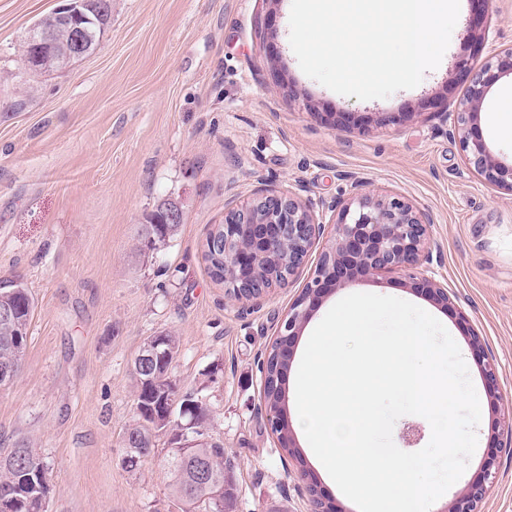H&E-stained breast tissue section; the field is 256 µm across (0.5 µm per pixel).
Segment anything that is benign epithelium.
<instances>
[{"label":"benign epithelium","mask_w":512,"mask_h":512,"mask_svg":"<svg viewBox=\"0 0 512 512\" xmlns=\"http://www.w3.org/2000/svg\"><path fill=\"white\" fill-rule=\"evenodd\" d=\"M479 13L473 17L467 36L475 41L488 36V4L477 0ZM58 34L38 24L24 34L25 41L41 49L55 46ZM458 75L465 84L456 109L447 113L448 134L458 136L469 168L485 181L512 193V162L499 159L479 128V115L491 87L504 75L512 76V47L495 49L480 65L465 59L457 63ZM316 215L312 205L294 193L261 189L255 198L224 215V253L233 271L230 292L238 299H258L270 288L286 284L303 264L309 250L323 236L325 224L334 225L335 243L322 253L315 277L306 285L288 311L275 348L284 374L291 362L290 347L319 300L341 287L367 276L403 272L411 288L423 292L436 304L448 307V287L419 272L422 263L432 261L430 220L402 195H376L369 183L354 179L350 195L332 204L322 205ZM288 243V266L280 269V278L266 286L260 279L259 262L280 244ZM162 345V338L149 339L138 354L140 369L149 374ZM470 346L482 362V377L490 397H498L496 368L485 361L480 337L470 334ZM272 430L288 456L298 455L291 434L285 428L280 410L267 406ZM495 479L494 461L483 467V474L469 483L452 503L450 512H476Z\"/></svg>","instance_id":"7a95c632"}]
</instances>
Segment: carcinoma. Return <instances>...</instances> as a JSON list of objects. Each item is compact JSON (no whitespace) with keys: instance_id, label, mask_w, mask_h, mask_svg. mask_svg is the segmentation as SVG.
I'll return each mask as SVG.
<instances>
[{"instance_id":"obj_1","label":"carcinoma","mask_w":512,"mask_h":512,"mask_svg":"<svg viewBox=\"0 0 512 512\" xmlns=\"http://www.w3.org/2000/svg\"><path fill=\"white\" fill-rule=\"evenodd\" d=\"M96 4L85 10V15L92 18L86 23L89 40L92 44L100 43L105 32L110 27L112 16L96 22ZM42 26L58 29V44L54 49L53 59L48 63L36 60L35 52L29 48L26 41H21L20 60L22 68L17 78L22 79L31 73H45L59 70L61 62L66 58L69 38L67 33L59 29L58 14L50 12L37 20ZM150 224L156 226L158 245H164L178 230L176 224H165L161 213L155 212ZM206 245L208 252L205 260L208 262L210 276L217 282H231V272L224 257V225L210 230ZM288 263V249L274 254L273 258L262 267V278L270 279L278 275L281 264ZM11 308L15 319L9 323L0 321V370L12 374L17 379L23 367V358L28 340V328L34 310V299L27 288L15 282L5 288H0V309ZM168 360L164 370L153 383L136 380L135 394L136 419L127 428L125 438H138V455L140 461L155 454L156 439L161 434H168L165 426H156L154 416L161 415L166 409L167 402L174 400L178 406H186L184 416L180 421L193 422L189 436H197L204 442L196 445V455L186 459L168 456V475L170 494L180 506V512H231L236 502V487L229 485L223 497L215 500L207 496V491L196 485L193 479L198 458L206 460L216 481L224 480V444L209 435L210 409L203 399L193 393L183 392L171 379L170 368L179 351V339L172 332L165 333V344ZM46 469L42 458L27 443H15L13 448L0 454V491L9 490L19 497L17 512H44L46 490L32 482L36 472Z\"/></svg>"}]
</instances>
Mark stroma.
Segmentation results:
<instances>
[{"label": "stroma", "mask_w": 512, "mask_h": 512, "mask_svg": "<svg viewBox=\"0 0 512 512\" xmlns=\"http://www.w3.org/2000/svg\"><path fill=\"white\" fill-rule=\"evenodd\" d=\"M290 0H112V24L90 55L18 81L25 30L58 0H0V287L21 280L35 298L20 376L0 388V450L25 440L44 458L45 512H179L169 494L166 440L138 469L122 464L135 419L133 361L144 340L174 332L171 376L209 406V433L233 467V512H312L306 483L337 512H358L298 421L295 372L284 414L300 450L288 459L267 421L263 358L289 307L332 244L326 228L288 284L239 300L214 282L206 235L261 188L313 205L347 196L351 179L408 197L431 220L425 275L446 283L441 309L403 273L363 279L323 299L294 346L302 355L329 309L350 293L409 301L458 344L477 391L478 445L436 502L445 512L487 457L496 479L477 512H512V193L471 173L438 101L463 94L456 63L512 45V0H491L476 51L465 8L444 66L385 99L334 93L306 76L291 48ZM512 77L484 102L479 124L512 160ZM403 114L398 124L387 114ZM177 202L176 235L137 243L163 201ZM499 377L483 388L470 334Z\"/></svg>", "instance_id": "stroma-1"}]
</instances>
